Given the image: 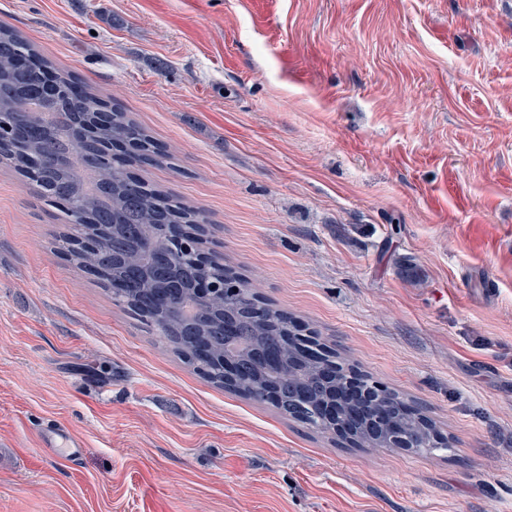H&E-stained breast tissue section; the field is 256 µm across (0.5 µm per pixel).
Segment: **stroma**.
Wrapping results in <instances>:
<instances>
[{"instance_id":"stroma-1","label":"stroma","mask_w":512,"mask_h":512,"mask_svg":"<svg viewBox=\"0 0 512 512\" xmlns=\"http://www.w3.org/2000/svg\"><path fill=\"white\" fill-rule=\"evenodd\" d=\"M0 23L176 147L136 175L450 446L355 448L214 387L0 167V512H512V0H0Z\"/></svg>"}]
</instances>
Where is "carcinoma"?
Masks as SVG:
<instances>
[{
  "instance_id": "obj_1",
  "label": "carcinoma",
  "mask_w": 512,
  "mask_h": 512,
  "mask_svg": "<svg viewBox=\"0 0 512 512\" xmlns=\"http://www.w3.org/2000/svg\"><path fill=\"white\" fill-rule=\"evenodd\" d=\"M55 69L13 27L0 23V163L22 176L45 201L60 208L64 230L55 236L56 249L70 262L108 286L115 274L134 275L135 287L113 301L139 316L163 336L172 351L206 381L249 399L267 403L275 389L304 388L311 407L341 404L350 417L353 401L342 390L343 372L354 365L326 346L319 360L304 356L298 346L294 316L264 301L249 282L226 264L194 269L198 280L211 279L216 290L204 299L192 288L171 289L168 276L157 271L155 255L166 252L173 265L184 251L202 250L204 215L197 207L115 166L109 146L115 141L139 144L133 163L153 165L158 156L173 158L124 110H105V102L88 86L76 98L65 89L77 82L57 72L58 89L45 87L43 70ZM65 155L66 165L48 164L29 175L31 160ZM184 225L182 247L172 250L165 225ZM92 240L98 249L85 250L77 240ZM238 358L244 370L224 380V359ZM339 364L341 375L322 379L324 366ZM382 437L371 434L368 420L352 422L353 445L394 448L401 434L416 453L448 450L436 422L392 391Z\"/></svg>"
}]
</instances>
